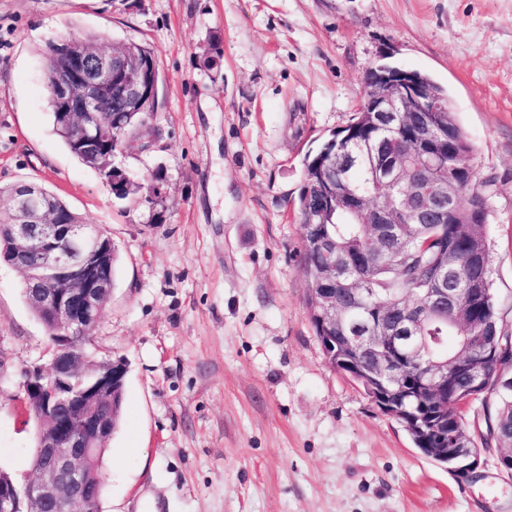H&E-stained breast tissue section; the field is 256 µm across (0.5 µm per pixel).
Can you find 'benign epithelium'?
I'll list each match as a JSON object with an SVG mask.
<instances>
[{
  "label": "benign epithelium",
  "mask_w": 512,
  "mask_h": 512,
  "mask_svg": "<svg viewBox=\"0 0 512 512\" xmlns=\"http://www.w3.org/2000/svg\"><path fill=\"white\" fill-rule=\"evenodd\" d=\"M56 58L47 88L57 116L74 143L100 164L112 195L123 197L131 178L116 163L126 149L113 134L125 125L127 114L156 111V68L132 43L97 48L71 33L59 39ZM357 112L368 131L415 140L410 159L381 163L378 154L371 155L381 177L402 185L399 197L376 205L345 183H336V167L344 168L352 159L346 152L335 155L320 178L312 180L317 191L336 199L340 209L365 211L364 222L373 225L379 248L402 232L418 237L425 224L458 223V182L436 173L439 164L448 161V106L419 71L383 63L370 68L362 79ZM482 220L487 214L477 219L468 213L464 220L473 225L469 236L474 260L488 248L476 227ZM0 237L10 242L9 249L0 252V261L23 275L28 305L51 320V333L65 350L49 366L33 365L23 373L24 401L38 423V463L20 488L11 478L0 477V512H20L23 504L29 512H55L62 500L74 512H92L99 485L90 465L95 449L111 433L109 404L126 366L92 359L72 347L103 309V295L110 288L105 275L112 240L91 224L75 222L70 210L49 208L34 182L17 184ZM314 246L327 254V261L315 273L314 287L308 288V311L317 322L326 362L360 385L382 414L401 423L425 456L446 465L459 481H472L484 466L487 449L467 430L463 411L478 398L512 391V365L500 362L492 339L479 357L461 354L451 366L446 360L425 358L427 347L420 337L409 335L421 322L419 310L403 314L397 325L378 318L369 326L352 327L349 336L336 335L343 321L336 281L348 273L349 263L336 257L335 247L322 239ZM457 263L454 252L442 256L427 306L458 299L448 287ZM413 360L419 365L414 377L406 371ZM504 438L509 446L499 449L496 463L512 477V424L498 436Z\"/></svg>",
  "instance_id": "7a95c632"
}]
</instances>
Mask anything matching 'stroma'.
Returning a JSON list of instances; mask_svg holds the SVG:
<instances>
[{"instance_id":"stroma-1","label":"stroma","mask_w":512,"mask_h":512,"mask_svg":"<svg viewBox=\"0 0 512 512\" xmlns=\"http://www.w3.org/2000/svg\"><path fill=\"white\" fill-rule=\"evenodd\" d=\"M69 31L153 48L160 134L120 162L163 170L159 198L116 199L55 133L44 48ZM389 47L448 89L512 332V0H0V186L42 185L117 253L93 337L127 364L100 512H512L494 454L466 484L423 456L326 363L306 308L304 160ZM51 352L1 264L0 469L20 479L36 432L21 372Z\"/></svg>"}]
</instances>
